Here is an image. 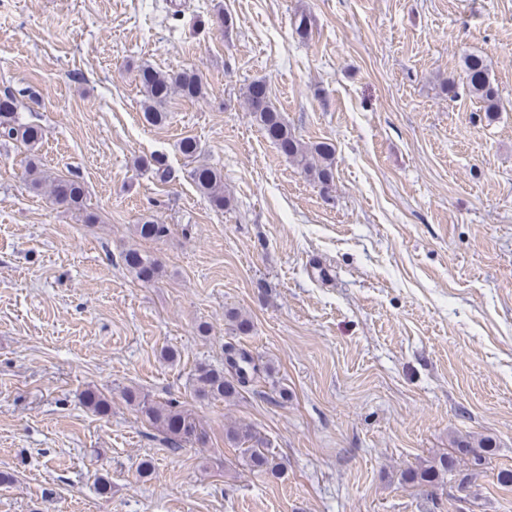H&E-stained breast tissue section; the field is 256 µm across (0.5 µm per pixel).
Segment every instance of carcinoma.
<instances>
[{"mask_svg":"<svg viewBox=\"0 0 512 512\" xmlns=\"http://www.w3.org/2000/svg\"><path fill=\"white\" fill-rule=\"evenodd\" d=\"M140 92L143 96L145 120L153 125L167 119L166 104L174 93L186 99H198L204 95L202 78L193 71L162 74L146 65L138 74ZM460 83L474 98L483 103L488 119L498 112L499 87L491 78L490 64L485 57L471 54L464 58ZM247 100L265 135L279 150L292 159L311 180L322 187H329L334 181L335 147L332 143L320 141L310 146L303 144L292 134L284 122L282 114L268 101V89L264 82L256 81L249 85ZM37 127L19 122L15 98L4 94L0 100V139L20 141L26 144L38 140ZM138 167L149 171L161 182L170 178L171 170L162 155L143 159ZM33 183L46 185L52 199L71 209H81L84 205V189L80 182L64 177L45 175L33 163L30 168ZM190 178L198 191L211 203L226 208L231 200L224 194V174L218 168L201 165L190 171ZM170 227L151 217L141 219L136 225V234L142 240L159 241L167 237ZM126 269L142 283H152L158 279L161 267L138 249L129 247L121 255ZM264 367L247 350L228 345L224 349V367L212 368L199 365L193 374V390L201 399L230 401L241 395L259 376ZM122 399L133 409L142 421L157 430L162 438L173 447L184 444L204 447L208 444V434L192 410L185 408L177 400L157 402L136 387H126ZM84 403L96 413L106 415L111 410V401L102 393L88 390L84 393ZM225 440L240 450L245 465L253 472L278 478L283 473L280 457L268 448L267 442L249 425L234 424L224 429ZM455 458L446 454L438 463L430 466L408 468L401 473V480L431 492L441 476L452 471Z\"/></svg>","mask_w":512,"mask_h":512,"instance_id":"cac0c4a2","label":"carcinoma"}]
</instances>
